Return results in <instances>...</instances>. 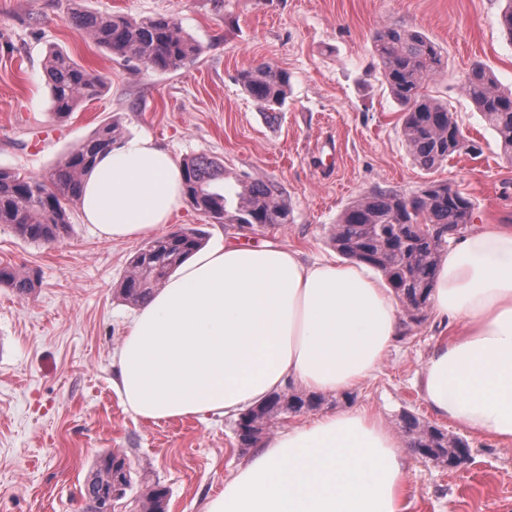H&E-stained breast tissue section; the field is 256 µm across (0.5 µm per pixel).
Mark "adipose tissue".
<instances>
[{
    "label": "adipose tissue",
    "instance_id": "adipose-tissue-1",
    "mask_svg": "<svg viewBox=\"0 0 512 512\" xmlns=\"http://www.w3.org/2000/svg\"><path fill=\"white\" fill-rule=\"evenodd\" d=\"M183 198L180 167L142 138L97 159L80 208L102 237L122 241L166 227ZM429 303L451 334L418 373L425 402L512 443V229L486 224L451 243ZM401 334L400 300L364 265L223 243L192 254L135 313L116 387L148 422L236 416L288 388L349 392ZM410 455L366 409L326 414L265 439L202 512H403Z\"/></svg>",
    "mask_w": 512,
    "mask_h": 512
}]
</instances>
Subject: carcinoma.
Returning a JSON list of instances; mask_svg holds the SVG:
<instances>
[{
  "label": "carcinoma",
  "mask_w": 512,
  "mask_h": 512,
  "mask_svg": "<svg viewBox=\"0 0 512 512\" xmlns=\"http://www.w3.org/2000/svg\"><path fill=\"white\" fill-rule=\"evenodd\" d=\"M75 25L98 46L129 60L160 71H177L196 60L199 46L177 23L166 17L133 21L120 14L92 12L73 14ZM373 54L385 81L404 107L403 134L413 161L429 171L453 155L464 152L458 141L462 130L448 105L425 90L442 67L434 42L419 32L384 28L373 36ZM51 109L65 120L85 101L97 98L102 77L77 64L69 55L51 50L44 61ZM239 81L248 95L268 110L280 108L288 98V76L270 64L240 72ZM465 95L480 112L486 125L501 138L504 152L512 153V89H501L481 66H474L463 85ZM122 131L107 122L76 145L55 166L40 176L0 169V224L35 243L54 242L70 228L68 207L79 202L82 181L97 157L120 140ZM185 196L199 211L218 224L280 226L290 211L276 185L264 181L238 182L234 213L227 210L224 166L205 155L183 160ZM471 204L446 183L429 182L405 195L393 190H375L361 196L334 226L331 241L341 255L379 270L395 290L410 319L428 304L436 268L449 240L471 223ZM202 247L192 231L173 232L149 241L130 263L119 293L134 305L143 304L155 288L189 255ZM20 296L37 285L34 273L0 267V285ZM288 408L314 411L323 403L317 395L297 392L274 394L243 413L240 441L251 446ZM411 447L426 448L429 458L458 467L468 458V444L450 438L441 429L408 414L402 425ZM122 458L117 453L100 457L84 483L88 504L112 492V466ZM167 491L154 487L141 497L143 512H166Z\"/></svg>",
  "instance_id": "carcinoma-1"
}]
</instances>
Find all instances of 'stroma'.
<instances>
[{
	"label": "stroma",
	"mask_w": 512,
	"mask_h": 512,
	"mask_svg": "<svg viewBox=\"0 0 512 512\" xmlns=\"http://www.w3.org/2000/svg\"><path fill=\"white\" fill-rule=\"evenodd\" d=\"M507 0H0V168L39 175L103 122L124 139L141 135L176 161L205 155L224 167L225 184L275 183L290 223L238 232L191 204L167 232L191 229L203 245L240 239L337 258L330 236L344 211L376 189L416 192L428 182L459 190L472 228L512 225V158L462 86L483 65L512 87V40L500 27ZM173 18L199 46L196 61L160 72L103 49L71 22L73 13ZM383 28L417 31L435 42L443 66L431 95L447 101L477 154L424 171L402 134L403 108L373 60ZM52 50L103 76L100 96L69 120L55 118L43 61ZM272 64L289 76L283 107L263 111L241 71ZM70 232L50 244L0 225V267L37 273L25 296L0 287V512H85L84 480L99 457L125 455L131 485L120 512L151 486L164 487L167 512H200L206 497L252 454L235 417L146 422L125 411L112 386L114 357L132 305L118 293L135 238L95 233L79 206ZM408 332L376 374L345 395L325 397L327 413L364 407L394 433L404 413L464 438L470 457L448 470L412 456L404 512H512V444L469 434L425 404L417 373L440 337L432 312Z\"/></svg>",
	"instance_id": "obj_1"
}]
</instances>
